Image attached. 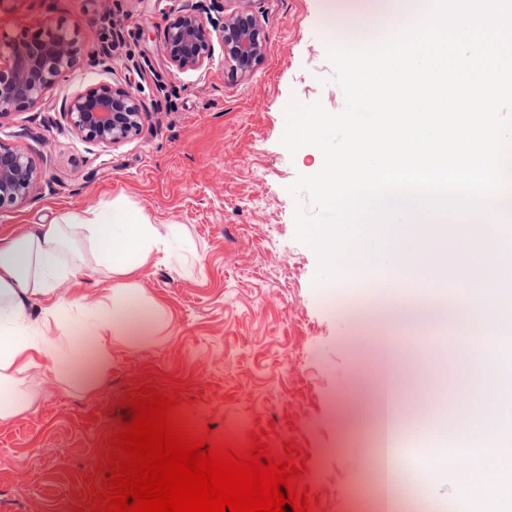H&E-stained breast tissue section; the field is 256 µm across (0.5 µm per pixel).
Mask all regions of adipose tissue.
<instances>
[{
    "mask_svg": "<svg viewBox=\"0 0 512 512\" xmlns=\"http://www.w3.org/2000/svg\"><path fill=\"white\" fill-rule=\"evenodd\" d=\"M171 236L120 199L33 224L15 237L0 238V424L34 413L40 379L51 378L81 393L101 389L112 373V348L156 341L168 325L165 308L138 286L143 267ZM470 282L468 306L433 300L412 305L406 290L392 289L383 309L387 323H420L461 333L487 329L490 372L480 380L452 370L469 360L471 348L400 347L404 366L424 373L439 365L440 381H422L409 417L438 428L441 381L479 390L483 403L465 416L457 433L469 465L464 490L475 512L486 505L512 512V217L467 225L424 224L419 236L390 240L381 273L405 271L436 283L441 268ZM112 278L97 301L63 290L90 272Z\"/></svg>",
    "mask_w": 512,
    "mask_h": 512,
    "instance_id": "obj_1",
    "label": "adipose tissue"
}]
</instances>
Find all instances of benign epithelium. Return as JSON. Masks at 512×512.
Returning a JSON list of instances; mask_svg holds the SVG:
<instances>
[{
  "label": "benign epithelium",
  "instance_id": "benign-epithelium-1",
  "mask_svg": "<svg viewBox=\"0 0 512 512\" xmlns=\"http://www.w3.org/2000/svg\"><path fill=\"white\" fill-rule=\"evenodd\" d=\"M260 30V19L247 10L227 17L185 12L168 23L161 51L177 72L186 73L213 61L218 47L224 61L246 75L265 55ZM82 50L83 36L76 26L45 25L11 37L8 53L0 54V124L41 106L80 64ZM61 114L72 133L102 148L127 142L142 127V105L129 83L89 86L66 97ZM39 179L25 148L0 142V210L25 203Z\"/></svg>",
  "mask_w": 512,
  "mask_h": 512
}]
</instances>
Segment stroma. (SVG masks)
Here are the masks:
<instances>
[{"mask_svg": "<svg viewBox=\"0 0 512 512\" xmlns=\"http://www.w3.org/2000/svg\"><path fill=\"white\" fill-rule=\"evenodd\" d=\"M247 9L263 28L265 56L252 73L215 59L175 71L160 51L167 24L186 10ZM323 0H114L112 71L80 63L35 109L0 124V142L26 147L41 181L22 206L0 211V238L66 211L120 198L178 237L142 269L139 283L166 309L157 342L112 351V375L83 395L52 379L35 413L0 425V512H73L105 482L98 460L119 431L122 400L141 385L182 398L247 447L263 433L274 453L294 441L313 512H359L386 491L369 356L381 326L347 300H379L371 278L314 284L317 253L295 238L287 187L323 162L313 146L282 145L290 100L341 112L345 97L326 53ZM102 0H8L0 42L24 28L78 26L85 51L103 35ZM131 83L142 128L99 148L68 131L66 95L100 81ZM438 512H471L456 472L431 482Z\"/></svg>", "mask_w": 512, "mask_h": 512, "instance_id": "1", "label": "stroma"}]
</instances>
